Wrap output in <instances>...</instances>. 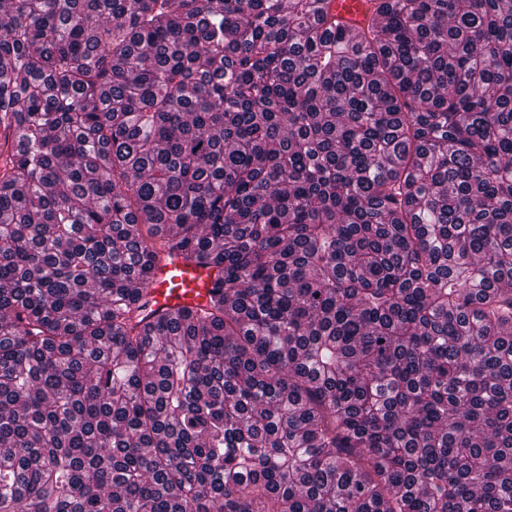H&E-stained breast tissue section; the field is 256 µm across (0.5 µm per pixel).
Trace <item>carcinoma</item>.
Returning a JSON list of instances; mask_svg holds the SVG:
<instances>
[{
    "label": "carcinoma",
    "mask_w": 512,
    "mask_h": 512,
    "mask_svg": "<svg viewBox=\"0 0 512 512\" xmlns=\"http://www.w3.org/2000/svg\"><path fill=\"white\" fill-rule=\"evenodd\" d=\"M375 13L0 0V512H512V0ZM331 12L337 14L346 25L348 35L357 40L360 33L371 23L373 4L370 0H330ZM212 269L187 265L181 258H163L154 268L149 290L151 309L157 314L181 307L203 306L213 283Z\"/></svg>",
    "instance_id": "carcinoma-1"
}]
</instances>
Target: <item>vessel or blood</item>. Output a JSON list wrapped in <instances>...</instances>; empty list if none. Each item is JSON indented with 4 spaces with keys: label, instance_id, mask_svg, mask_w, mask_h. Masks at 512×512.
Returning <instances> with one entry per match:
<instances>
[{
    "label": "vessel or blood",
    "instance_id": "vessel-or-blood-1",
    "mask_svg": "<svg viewBox=\"0 0 512 512\" xmlns=\"http://www.w3.org/2000/svg\"><path fill=\"white\" fill-rule=\"evenodd\" d=\"M331 11L342 19L349 36L354 39L373 18L371 0H332ZM213 275V270L186 264L176 256L162 259L153 271L149 290L152 311L160 314L182 307L203 306Z\"/></svg>",
    "mask_w": 512,
    "mask_h": 512
}]
</instances>
